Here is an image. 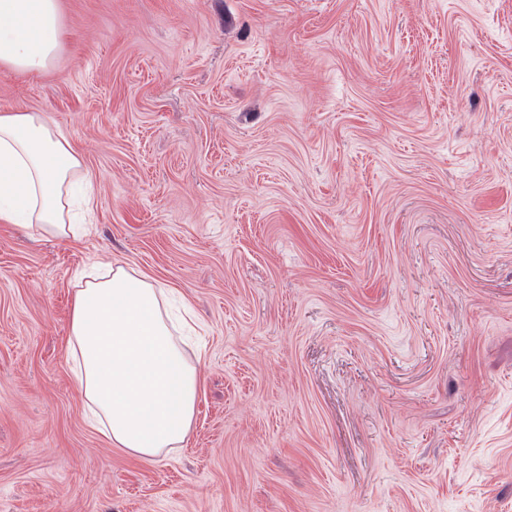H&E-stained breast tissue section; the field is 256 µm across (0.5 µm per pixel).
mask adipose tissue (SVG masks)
<instances>
[{
  "instance_id": "obj_1",
  "label": "adipose tissue",
  "mask_w": 512,
  "mask_h": 512,
  "mask_svg": "<svg viewBox=\"0 0 512 512\" xmlns=\"http://www.w3.org/2000/svg\"><path fill=\"white\" fill-rule=\"evenodd\" d=\"M59 0H0V66L40 73L61 43ZM81 157L46 113L0 114V222L67 239L87 230L91 193ZM69 349L80 362L89 418L108 442L151 461L181 447L195 416L198 376L170 326L165 293L121 266L86 274L75 290Z\"/></svg>"
}]
</instances>
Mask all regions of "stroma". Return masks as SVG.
Masks as SVG:
<instances>
[{
  "label": "stroma",
  "mask_w": 512,
  "mask_h": 512,
  "mask_svg": "<svg viewBox=\"0 0 512 512\" xmlns=\"http://www.w3.org/2000/svg\"><path fill=\"white\" fill-rule=\"evenodd\" d=\"M0 66L93 186L89 233L0 224V512H512V0H59ZM97 262L196 323L183 447L86 419ZM59 0H0V66L40 73L61 43Z\"/></svg>",
  "instance_id": "stroma-1"
}]
</instances>
